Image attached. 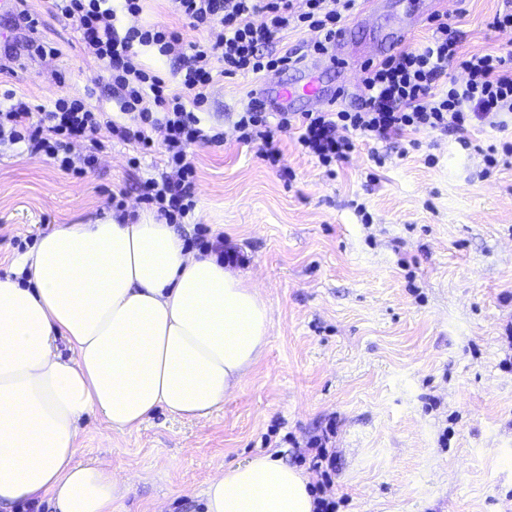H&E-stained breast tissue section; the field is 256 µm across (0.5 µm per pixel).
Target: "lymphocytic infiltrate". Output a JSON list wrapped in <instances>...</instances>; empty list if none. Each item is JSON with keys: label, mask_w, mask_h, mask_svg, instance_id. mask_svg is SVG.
I'll list each match as a JSON object with an SVG mask.
<instances>
[{"label": "lymphocytic infiltrate", "mask_w": 512, "mask_h": 512, "mask_svg": "<svg viewBox=\"0 0 512 512\" xmlns=\"http://www.w3.org/2000/svg\"><path fill=\"white\" fill-rule=\"evenodd\" d=\"M57 14L76 23L88 57L98 62L112 88L109 102L57 99L52 108L32 105L25 94L0 92V147L25 145L75 175L93 167L97 152L118 141L140 153L163 146L167 169L147 179L140 198L169 224L192 219L195 166L188 149L219 143L202 117L209 90L218 79L262 77L300 67L301 55L279 52L273 44L288 31L311 33L309 52H330L352 19L357 0H176L177 12L195 29L211 32V43L185 42L179 31L161 23L125 26L143 0H48ZM175 62L171 77L147 65L145 54ZM467 78L457 81L455 70ZM362 93L355 108L334 104L313 112H268L250 99L232 123L239 143L255 148L270 165L282 154L279 135L292 137L302 153L325 169L347 160L357 143L404 138L406 151L419 147L418 133L452 136L461 148L470 133L490 125L507 131L512 116V55L463 51L451 14L429 21L420 46L403 45L362 68ZM164 133L155 143L152 133ZM91 143L89 154L72 158L75 141Z\"/></svg>", "instance_id": "obj_1"}]
</instances>
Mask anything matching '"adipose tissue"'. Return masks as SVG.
<instances>
[{"mask_svg":"<svg viewBox=\"0 0 512 512\" xmlns=\"http://www.w3.org/2000/svg\"><path fill=\"white\" fill-rule=\"evenodd\" d=\"M15 264L29 283L0 277V512L44 498L126 512L131 477L76 459L83 419L124 432L159 408L209 416L262 358L268 305L150 212L58 225ZM203 497L205 512L314 510L306 476L268 455L221 469Z\"/></svg>","mask_w":512,"mask_h":512,"instance_id":"1","label":"adipose tissue"}]
</instances>
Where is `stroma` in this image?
<instances>
[{"instance_id":"1","label":"stroma","mask_w":512,"mask_h":512,"mask_svg":"<svg viewBox=\"0 0 512 512\" xmlns=\"http://www.w3.org/2000/svg\"><path fill=\"white\" fill-rule=\"evenodd\" d=\"M508 7L445 4L460 12L468 52L512 53V29L490 28ZM14 8L58 54L5 62L0 86L48 107L89 89L105 94L72 21L45 0ZM425 8L393 0L373 23L351 21L348 38L383 39L397 18ZM137 22L211 39L174 0H145L126 20ZM254 86L238 76L211 88L206 119L226 138L193 147L195 221L175 231L190 251L203 227L245 254L242 270L270 309L267 349L208 417L160 410L122 433L87 417L78 461L134 477L126 512H205L201 491L220 469L265 454L297 466L327 433L336 476L325 494L339 512H512V164L484 175L481 153L501 132L476 133L471 150L423 134L404 159L384 142L381 167L363 146L332 177L285 137V176L231 133L229 117ZM164 168L162 149L141 156L118 142L81 176L21 145L0 150V272L13 274L23 250L57 225L114 215L110 195L142 211L141 183Z\"/></svg>"}]
</instances>
